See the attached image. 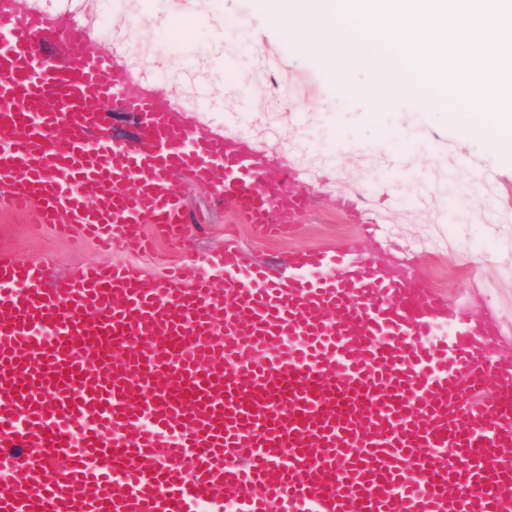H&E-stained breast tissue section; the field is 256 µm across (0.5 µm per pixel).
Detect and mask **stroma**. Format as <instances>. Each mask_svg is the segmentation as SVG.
<instances>
[{
	"instance_id": "1",
	"label": "stroma",
	"mask_w": 512,
	"mask_h": 512,
	"mask_svg": "<svg viewBox=\"0 0 512 512\" xmlns=\"http://www.w3.org/2000/svg\"><path fill=\"white\" fill-rule=\"evenodd\" d=\"M21 7L77 21L100 53L129 70V89H154L177 101L186 125L230 136L285 163L314 198L290 236L256 237L236 213L216 204L214 189L174 182L192 222L179 243L157 255L131 256L121 244L57 237L51 228L0 203V250L46 265L61 284L83 264L135 262L150 278L171 266H203L234 233L244 260L284 276L292 253L345 243L399 273L428 279L437 293L493 317L496 352L512 359V157L495 150L465 113L430 108L408 95L373 111L356 90L336 86L330 66L307 45L285 39L264 0H20ZM245 112L228 127L225 112ZM404 137H394V129ZM358 197L364 221L343 212Z\"/></svg>"
}]
</instances>
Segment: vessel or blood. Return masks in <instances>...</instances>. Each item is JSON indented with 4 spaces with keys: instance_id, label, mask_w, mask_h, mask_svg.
Segmentation results:
<instances>
[{
    "instance_id": "b4317fda",
    "label": "vessel or blood",
    "mask_w": 512,
    "mask_h": 512,
    "mask_svg": "<svg viewBox=\"0 0 512 512\" xmlns=\"http://www.w3.org/2000/svg\"><path fill=\"white\" fill-rule=\"evenodd\" d=\"M49 40L62 61L42 62ZM128 83L75 23L0 0V199L132 251L182 239L179 174L261 236L308 211L283 164ZM111 111L135 139L104 134ZM492 333L341 243L284 278L229 238L204 271L87 266L60 290L1 252L0 512H512V359Z\"/></svg>"
}]
</instances>
